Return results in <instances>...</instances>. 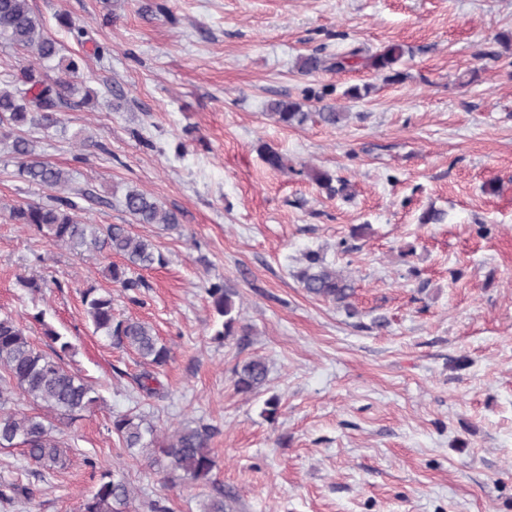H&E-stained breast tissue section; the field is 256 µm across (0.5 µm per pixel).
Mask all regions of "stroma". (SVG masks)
Returning <instances> with one entry per match:
<instances>
[{"label":"stroma","mask_w":512,"mask_h":512,"mask_svg":"<svg viewBox=\"0 0 512 512\" xmlns=\"http://www.w3.org/2000/svg\"><path fill=\"white\" fill-rule=\"evenodd\" d=\"M30 3L95 94L58 108L57 129L30 132L37 154L70 172L85 222L131 225L167 263L133 270L125 289L105 275L110 257L14 223L10 207L49 192L0 150V317L47 352L45 327L64 336L66 366L99 398L56 432L66 469L0 448V512H79L102 465L130 480L131 512L153 499L200 512L218 486L236 512H512V49L498 40L512 32V0ZM391 43L408 50L399 82L359 66L297 68L303 55ZM353 85L368 94L346 97ZM285 96L350 117L284 127L267 105ZM262 143L285 170L265 163ZM316 171L344 180L348 197L328 196ZM132 187L176 212L178 228L133 223L121 204ZM431 208L445 223H420ZM310 251L349 276L357 316L296 280ZM219 281L236 289L248 329L221 342L206 293ZM90 288L170 348L155 371L162 397L139 393L135 352L95 332ZM256 357L266 385L236 392L234 365ZM134 408L165 436L212 425L211 485L172 481L164 463L122 448L112 418ZM16 483L33 499L9 498Z\"/></svg>","instance_id":"35a3bbf8"}]
</instances>
